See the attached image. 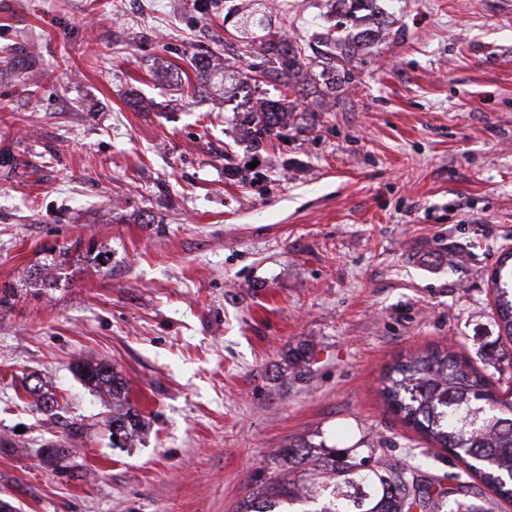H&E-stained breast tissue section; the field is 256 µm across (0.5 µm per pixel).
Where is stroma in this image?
I'll return each mask as SVG.
<instances>
[{
  "mask_svg": "<svg viewBox=\"0 0 512 512\" xmlns=\"http://www.w3.org/2000/svg\"><path fill=\"white\" fill-rule=\"evenodd\" d=\"M237 0H0V501L12 512H239L282 448L465 467L390 411L382 376L452 346L499 394L488 275L512 251V0H373L346 60L326 0H284L308 94L251 139ZM142 98L144 109L133 102ZM66 264L47 266L50 250ZM108 364L142 419L117 448ZM45 382L55 403L36 404ZM326 38L328 41L332 42L336 45L337 49L340 50V54L348 59L355 56V54L358 53L359 48L366 45V42L368 41L367 36H358L351 37L350 35H346L343 38L339 37L336 39V31L334 34V31L332 28L328 29L326 32Z\"/></svg>",
  "mask_w": 512,
  "mask_h": 512,
  "instance_id": "35a3bbf8",
  "label": "stroma"
}]
</instances>
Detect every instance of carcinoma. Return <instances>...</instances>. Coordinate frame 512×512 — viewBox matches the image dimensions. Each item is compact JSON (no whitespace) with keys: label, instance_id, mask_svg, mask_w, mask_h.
<instances>
[{"label":"carcinoma","instance_id":"cac0c4a2","mask_svg":"<svg viewBox=\"0 0 512 512\" xmlns=\"http://www.w3.org/2000/svg\"><path fill=\"white\" fill-rule=\"evenodd\" d=\"M235 29L259 46L262 61L232 76L204 58L196 60V69L214 71L220 82L229 80L240 91L258 86L256 73L280 84V98H264L249 111L250 134L261 142L278 136L287 124L288 93L301 91L309 63L300 48L271 32L264 13H241ZM326 38L348 59L367 42L365 36L338 38L331 29ZM511 259L509 252L500 260L491 281L499 329L512 339ZM77 373L87 385L112 398L116 413L108 421L111 434L122 442L134 440L141 419L127 402V384L102 363H80ZM382 395L393 412L461 459L466 479L444 488L437 477L418 467L385 464L367 469L364 461H349L344 454L327 464L324 456H336V449L299 444L288 449L286 456L297 457L306 465L301 478L306 498L316 500L326 490H333L317 512H497L499 500L512 501V396L494 397L476 368L456 353L438 348L412 354L393 365L383 378ZM472 479L480 480L495 496L486 498L472 491ZM295 495V483L273 479L266 499L253 500L245 512H278L282 500Z\"/></svg>","mask_w":512,"mask_h":512}]
</instances>
